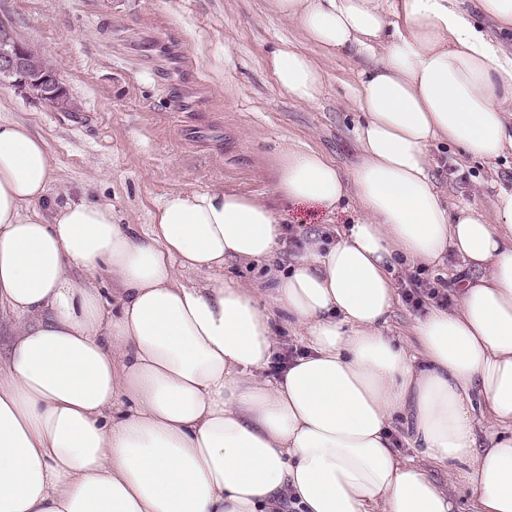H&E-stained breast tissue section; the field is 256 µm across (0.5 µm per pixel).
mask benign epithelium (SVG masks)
Masks as SVG:
<instances>
[{"mask_svg": "<svg viewBox=\"0 0 512 512\" xmlns=\"http://www.w3.org/2000/svg\"><path fill=\"white\" fill-rule=\"evenodd\" d=\"M0 74L13 84L26 89L39 99L56 107L68 105V92L59 79L47 72L29 67L26 62V47L0 30Z\"/></svg>", "mask_w": 512, "mask_h": 512, "instance_id": "7a95c632", "label": "benign epithelium"}]
</instances>
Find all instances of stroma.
Masks as SVG:
<instances>
[{
	"label": "stroma",
	"mask_w": 512,
	"mask_h": 512,
	"mask_svg": "<svg viewBox=\"0 0 512 512\" xmlns=\"http://www.w3.org/2000/svg\"><path fill=\"white\" fill-rule=\"evenodd\" d=\"M0 30L46 59L68 89L61 110L0 81V119L46 142L52 201L110 203L117 223L143 233L175 191L224 186L269 197L282 143L318 150L346 171L355 161L356 59L311 49L324 71L319 102L285 98L265 60L302 37L267 0H0ZM434 176L450 203L487 214L498 189L512 186V156L492 167L460 158ZM354 217L349 207H295L286 254L311 233L335 239Z\"/></svg>",
	"instance_id": "1"
}]
</instances>
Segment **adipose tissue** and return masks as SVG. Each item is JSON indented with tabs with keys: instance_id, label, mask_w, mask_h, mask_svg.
Masks as SVG:
<instances>
[{
	"instance_id": "adipose-tissue-1",
	"label": "adipose tissue",
	"mask_w": 512,
	"mask_h": 512,
	"mask_svg": "<svg viewBox=\"0 0 512 512\" xmlns=\"http://www.w3.org/2000/svg\"><path fill=\"white\" fill-rule=\"evenodd\" d=\"M269 7L361 59L351 171L286 144L270 199L176 191L138 236L107 203L49 202L45 140L0 121V512H512V188L488 216L449 204L432 152L512 153V53L473 20L512 31V0ZM266 66L288 98L319 100L324 73L296 45ZM347 200L358 217L335 243L309 235L276 266L281 207ZM450 254L455 303L412 341L390 335L397 272ZM231 262L269 264L265 287ZM280 322L306 351L268 377Z\"/></svg>"
}]
</instances>
